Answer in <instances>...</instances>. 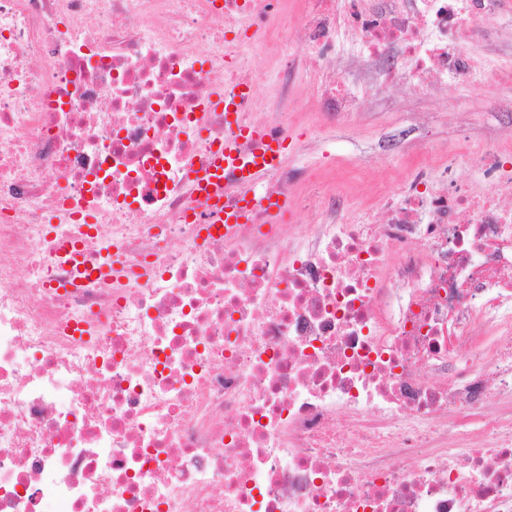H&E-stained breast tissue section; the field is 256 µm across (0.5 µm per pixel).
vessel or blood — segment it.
<instances>
[{"label": "vessel or blood", "mask_w": 512, "mask_h": 512, "mask_svg": "<svg viewBox=\"0 0 512 512\" xmlns=\"http://www.w3.org/2000/svg\"><path fill=\"white\" fill-rule=\"evenodd\" d=\"M252 94L250 84L236 86L224 96V112L231 134L224 139V151L216 155L203 176L202 185L210 194H217L227 174L238 181L252 182L260 174L280 167L286 145L284 140L270 133L264 126L245 124L240 120L239 106ZM252 144L251 152H242L241 141Z\"/></svg>", "instance_id": "1"}]
</instances>
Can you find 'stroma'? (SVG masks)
<instances>
[{
  "label": "stroma",
  "instance_id": "obj_1",
  "mask_svg": "<svg viewBox=\"0 0 512 512\" xmlns=\"http://www.w3.org/2000/svg\"><path fill=\"white\" fill-rule=\"evenodd\" d=\"M289 86L296 108L288 120L303 135L304 145L289 152L288 167L301 181L329 169L365 176L364 184H352L348 199V216L357 223H381L375 193L396 191L416 152L438 154L464 139H512V87L487 83L484 74L434 93L423 108L416 105L418 88L403 79L382 92L395 111L380 112L370 105L355 115L333 118L323 117L319 105L307 99L305 68L290 75Z\"/></svg>",
  "mask_w": 512,
  "mask_h": 512
}]
</instances>
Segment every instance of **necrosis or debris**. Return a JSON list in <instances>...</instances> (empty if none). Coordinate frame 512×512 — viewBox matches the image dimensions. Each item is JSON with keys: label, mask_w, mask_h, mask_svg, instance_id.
<instances>
[{"label": "necrosis or debris", "mask_w": 512, "mask_h": 512, "mask_svg": "<svg viewBox=\"0 0 512 512\" xmlns=\"http://www.w3.org/2000/svg\"><path fill=\"white\" fill-rule=\"evenodd\" d=\"M512 0H0V512H512V167L501 142L419 153L343 217L287 169L223 203L196 177L229 128L216 92L274 111L253 52L304 63L327 115L485 73ZM301 36L287 38L288 26ZM348 31L358 52L336 57ZM464 162L485 186L429 169ZM288 202L279 220L266 196ZM78 249L61 259L58 243ZM86 274H79V267ZM109 268L110 279L96 269ZM482 418L463 444L448 417Z\"/></svg>", "instance_id": "obj_1"}]
</instances>
